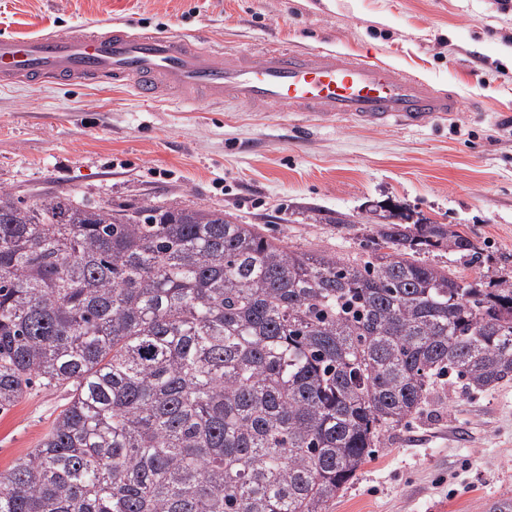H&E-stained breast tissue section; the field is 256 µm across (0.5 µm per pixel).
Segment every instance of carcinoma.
Wrapping results in <instances>:
<instances>
[{"label":"carcinoma","instance_id":"obj_1","mask_svg":"<svg viewBox=\"0 0 512 512\" xmlns=\"http://www.w3.org/2000/svg\"><path fill=\"white\" fill-rule=\"evenodd\" d=\"M366 258L222 210L0 194V411L71 392L0 473V512H328L439 381L512 380V281L451 224L392 214Z\"/></svg>","mask_w":512,"mask_h":512}]
</instances>
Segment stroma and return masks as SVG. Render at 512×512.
<instances>
[{
  "mask_svg": "<svg viewBox=\"0 0 512 512\" xmlns=\"http://www.w3.org/2000/svg\"><path fill=\"white\" fill-rule=\"evenodd\" d=\"M110 20L232 49L371 55L459 107L418 129L372 128L238 102L145 104L125 88L0 87V193L221 209L292 250L350 261L398 205L483 248L471 266L439 251L423 262L512 279V0H0V35ZM68 397L35 388L0 411L1 472L36 448ZM501 499L512 501V383L489 396L445 384L329 512H486Z\"/></svg>",
  "mask_w": 512,
  "mask_h": 512,
  "instance_id": "obj_1",
  "label": "stroma"
}]
</instances>
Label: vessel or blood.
I'll return each mask as SVG.
<instances>
[{
  "label": "vessel or blood",
  "instance_id": "obj_1",
  "mask_svg": "<svg viewBox=\"0 0 512 512\" xmlns=\"http://www.w3.org/2000/svg\"><path fill=\"white\" fill-rule=\"evenodd\" d=\"M130 86L140 100L169 93L282 106L333 120L420 127L455 111L456 99L425 80L369 58L328 48L255 56L200 40L134 32L120 22L67 32L0 37V85Z\"/></svg>",
  "mask_w": 512,
  "mask_h": 512
}]
</instances>
